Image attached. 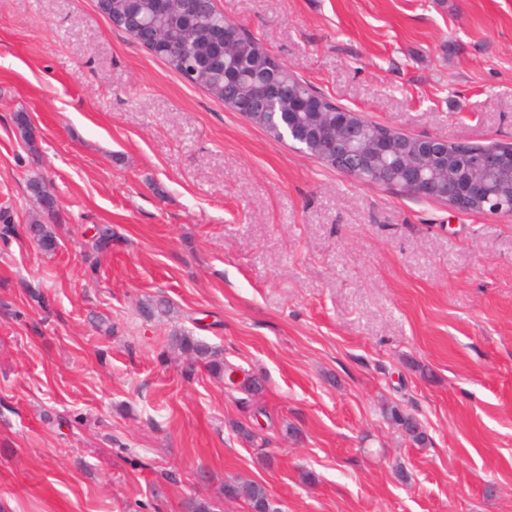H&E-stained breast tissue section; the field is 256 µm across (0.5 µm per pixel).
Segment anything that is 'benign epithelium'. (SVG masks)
<instances>
[{"label": "benign epithelium", "instance_id": "1", "mask_svg": "<svg viewBox=\"0 0 512 512\" xmlns=\"http://www.w3.org/2000/svg\"><path fill=\"white\" fill-rule=\"evenodd\" d=\"M197 11V0H149L146 14L152 21L142 20L139 27L148 30L153 48L166 42L154 19L175 14L191 20ZM210 42L226 53L238 48L237 34L226 27L214 31ZM280 132L299 150L353 177L378 171L383 183L458 212L479 207L488 214H512V146L477 145L463 154L442 138L415 137L388 126L378 134L360 113L325 112L314 97L301 93L288 95V125Z\"/></svg>", "mask_w": 512, "mask_h": 512}]
</instances>
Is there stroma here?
<instances>
[{"label": "stroma", "mask_w": 512, "mask_h": 512, "mask_svg": "<svg viewBox=\"0 0 512 512\" xmlns=\"http://www.w3.org/2000/svg\"><path fill=\"white\" fill-rule=\"evenodd\" d=\"M217 7L336 106L512 145V0ZM34 176L62 217L49 257L24 232ZM1 208L0 512H247L233 478L282 512H512V215L325 166L96 0H0ZM96 224L112 250L93 267ZM158 294L170 315L142 317ZM175 330L260 377L264 415L204 365L185 376ZM94 233L87 242V255L97 262L100 255L112 248V227L108 224L93 225ZM224 497L243 499L248 508L257 512H280L267 487L253 480H235L224 483Z\"/></svg>", "instance_id": "stroma-1"}]
</instances>
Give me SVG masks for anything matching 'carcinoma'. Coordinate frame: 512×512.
Instances as JSON below:
<instances>
[{
  "label": "carcinoma",
  "instance_id": "1",
  "mask_svg": "<svg viewBox=\"0 0 512 512\" xmlns=\"http://www.w3.org/2000/svg\"><path fill=\"white\" fill-rule=\"evenodd\" d=\"M227 22L228 19L215 11L210 4L202 6L189 29L178 19L163 22L164 28L172 33L174 42L172 48L161 55V59L186 81L205 90L231 109L233 103L224 100V83L232 82L239 63L245 62L273 75L280 71V65L270 59L256 38L243 30L239 32L241 45L237 57L227 59L221 53L214 51L209 62H199L196 51L197 42L204 39L207 31ZM28 189L38 206V213L26 225V230L29 236L41 246V250L51 255L55 252L54 244L58 243L55 232V221L58 218L57 203L51 195L47 194L37 179L30 180ZM93 229L94 233L87 242V255L96 259L112 248V227L108 224H95ZM141 312L147 318L164 317L171 313V305L163 298L149 299L141 303ZM171 345L188 356L187 368H192L198 362L205 363L209 370L226 385L235 386L243 391L246 395V398L242 399L243 403L256 404L255 397L262 390L260 378L246 374L240 382H235L233 375L236 367L224 363V359L216 350L188 333L173 336ZM389 416L395 424L402 426L411 434L414 442L418 444L426 442V433L419 428L412 417L396 408L389 411ZM224 497L242 499L247 507L254 509L255 512H280L278 505L272 501L267 487L257 481L245 479L226 482Z\"/></svg>",
  "mask_w": 512,
  "mask_h": 512
}]
</instances>
